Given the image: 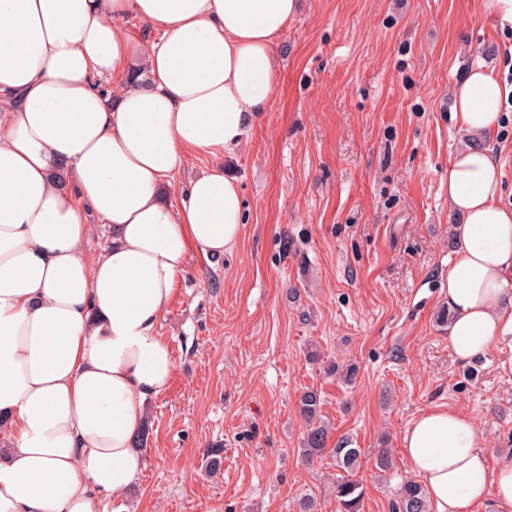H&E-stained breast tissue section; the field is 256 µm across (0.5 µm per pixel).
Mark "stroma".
Segmentation results:
<instances>
[{"label": "stroma", "instance_id": "1", "mask_svg": "<svg viewBox=\"0 0 512 512\" xmlns=\"http://www.w3.org/2000/svg\"><path fill=\"white\" fill-rule=\"evenodd\" d=\"M275 56L271 104L224 158L245 203L240 242L193 258L160 319L176 370L120 497L133 512H299L307 494L338 512L331 455L303 458L310 390L328 447L346 437L361 451V512H391L413 479L401 437L429 408L464 410L490 455L512 451V354L463 362L437 319L456 221L448 162L464 142L451 92L477 64L511 76L512 32L482 0H302ZM484 145L511 205V106Z\"/></svg>", "mask_w": 512, "mask_h": 512}]
</instances>
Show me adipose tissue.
<instances>
[{"mask_svg": "<svg viewBox=\"0 0 512 512\" xmlns=\"http://www.w3.org/2000/svg\"><path fill=\"white\" fill-rule=\"evenodd\" d=\"M298 8L0 0V512H98L139 477L148 406L175 372L159 320L193 255L240 241L223 158L268 109ZM506 95L480 65L452 90L466 143L448 163V342L464 361L512 352V207L483 145ZM190 156L211 164L173 192ZM97 222L112 240L90 253ZM401 440L436 512H512V454L490 460L466 412L428 409Z\"/></svg>", "mask_w": 512, "mask_h": 512, "instance_id": "adipose-tissue-1", "label": "adipose tissue"}]
</instances>
